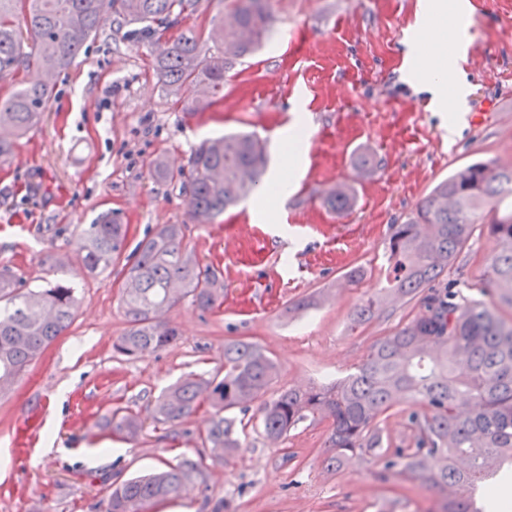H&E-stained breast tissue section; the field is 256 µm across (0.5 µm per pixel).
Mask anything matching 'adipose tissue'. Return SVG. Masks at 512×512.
Instances as JSON below:
<instances>
[{"label":"adipose tissue","mask_w":512,"mask_h":512,"mask_svg":"<svg viewBox=\"0 0 512 512\" xmlns=\"http://www.w3.org/2000/svg\"><path fill=\"white\" fill-rule=\"evenodd\" d=\"M453 0H429L424 5L420 22L419 42L423 49L417 68V83L426 91L442 95V111L456 114L459 97L447 93V86L456 84V71L448 58V28L443 23L449 11L454 10Z\"/></svg>","instance_id":"ef3b65f1"}]
</instances>
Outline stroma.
Wrapping results in <instances>:
<instances>
[{
	"label": "stroma",
	"instance_id": "stroma-1",
	"mask_svg": "<svg viewBox=\"0 0 512 512\" xmlns=\"http://www.w3.org/2000/svg\"><path fill=\"white\" fill-rule=\"evenodd\" d=\"M424 0H273L265 45L237 65L224 100L187 112L152 68L155 45L105 23L73 66L53 81L44 119L0 163V268L28 287L71 283L80 304L69 329L0 392V512H101L111 484L175 461L203 457L202 406L180 425L155 424V400L181 375H208L228 340L253 342L277 363L270 389L335 381L372 343L419 311L407 304L360 328L354 309L381 287L390 225L433 186L478 159L512 164V0H485L456 31L476 50L454 53L463 96L449 132L433 97L416 84L417 16ZM304 125L308 152L287 192L255 194L211 224H194L179 183L155 158L186 168L206 137L257 133L276 168L284 135ZM371 170L358 166L362 156ZM347 185L352 204L328 210L324 192ZM105 210L128 225V246L160 224H182L186 242L224 282V304L182 302L167 315L179 336L160 351L117 356L128 327L120 304L123 261L89 274L77 258L84 225ZM367 270L303 317L291 302ZM122 406L145 430L112 438L104 419ZM327 422L306 421L278 445L249 431L229 463L205 459V479L155 512H430L437 493L405 477L376 482L378 460L326 467Z\"/></svg>",
	"mask_w": 512,
	"mask_h": 512
}]
</instances>
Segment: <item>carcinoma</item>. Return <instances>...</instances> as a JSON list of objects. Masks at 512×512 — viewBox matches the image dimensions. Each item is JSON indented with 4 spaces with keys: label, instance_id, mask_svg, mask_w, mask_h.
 I'll list each match as a JSON object with an SVG mask.
<instances>
[{
    "label": "carcinoma",
    "instance_id": "obj_1",
    "mask_svg": "<svg viewBox=\"0 0 512 512\" xmlns=\"http://www.w3.org/2000/svg\"><path fill=\"white\" fill-rule=\"evenodd\" d=\"M200 0H0V75L23 79L0 97V161L17 139L47 111L52 84L47 77L70 68L109 15L130 26L129 36L152 42L177 28L153 60L158 80L172 93L203 90L185 101L199 112L224 99L227 73L261 47L275 17L271 0H224L217 52L207 48L201 29L181 28ZM24 12L26 31L16 26ZM263 142L254 134L229 133L195 148L185 171H170L164 160L154 169L180 182L195 224H210L248 197L266 171ZM512 165L478 160L438 182L401 224L389 228L385 285L357 306L355 325L416 301L420 312L378 338L353 372L329 386L283 390L265 398L277 371L259 346L224 342V362L208 378L189 374L155 402L154 422L175 426L201 404L212 410L199 435L216 462L233 457L240 436L261 427L280 440L306 420L329 422L328 467L352 456L381 462L374 479L418 480L442 494L434 512H483L477 491L512 467ZM332 210L351 204L348 187L324 196ZM186 225L160 224L126 256L121 304L128 328L112 343L120 356L164 349L177 338L165 315L184 298L203 311L224 303V283L185 243ZM493 243L484 277L464 295L448 270L471 252L475 233ZM127 225L110 213L82 230L78 254L91 273L112 265L125 250ZM323 288L288 307L298 318L326 299ZM78 298L62 282L26 288L12 271L0 270V390L6 388L70 327ZM408 399L421 410H403ZM257 414L247 416L252 404ZM405 433L392 434L391 424ZM106 427L120 439L140 435L144 421L117 407ZM202 459L184 456L166 469L127 479L111 488L102 512H150L159 502L182 497L204 480Z\"/></svg>",
    "mask_w": 512,
    "mask_h": 512
}]
</instances>
